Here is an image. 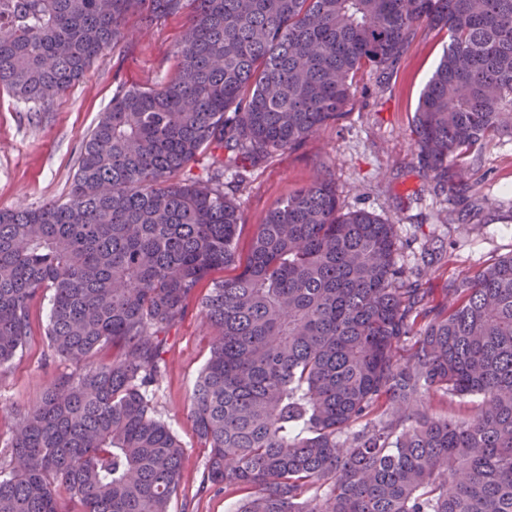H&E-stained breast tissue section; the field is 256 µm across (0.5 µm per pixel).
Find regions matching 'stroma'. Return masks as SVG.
<instances>
[{"instance_id":"1","label":"stroma","mask_w":512,"mask_h":512,"mask_svg":"<svg viewBox=\"0 0 512 512\" xmlns=\"http://www.w3.org/2000/svg\"><path fill=\"white\" fill-rule=\"evenodd\" d=\"M188 20L184 11L147 30L141 12L130 14L125 39L104 50L49 111H32L0 90V208L66 201L78 168L77 147L110 107L117 85L151 87L174 79L175 50ZM447 45L446 32L420 30L389 78L369 67L357 72L354 103L339 120L256 168L240 188L225 185L242 214L236 261L210 271L168 330L166 367L150 391L155 416L170 426L185 452L171 512H235L237 495L203 484L206 454L187 415L214 337L200 302L213 282L241 272L269 210L309 184L321 167L334 175L342 210L365 209L395 224L399 262L428 264L432 302L443 300L449 281L471 278L512 255V139L490 141L469 164L472 209L448 199L418 173L413 115ZM48 313L47 298L32 304L25 346L0 367V450L12 436V424L72 370L49 346Z\"/></svg>"}]
</instances>
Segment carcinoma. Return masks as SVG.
Masks as SVG:
<instances>
[{
	"instance_id": "1",
	"label": "carcinoma",
	"mask_w": 512,
	"mask_h": 512,
	"mask_svg": "<svg viewBox=\"0 0 512 512\" xmlns=\"http://www.w3.org/2000/svg\"><path fill=\"white\" fill-rule=\"evenodd\" d=\"M188 7L178 76L115 90L68 200L0 209V366L46 289L49 344L74 365L15 425L0 512H170L184 452L148 388L160 334L235 257L221 177L242 184L337 120L362 67L389 75L421 26L448 32L414 135L454 199L465 160L512 136V0H0V88L46 112L129 13ZM396 252L395 225L343 211L322 168L202 299L217 334L188 416L236 512H512V255L431 305L428 272ZM431 391L479 403L439 417Z\"/></svg>"
}]
</instances>
